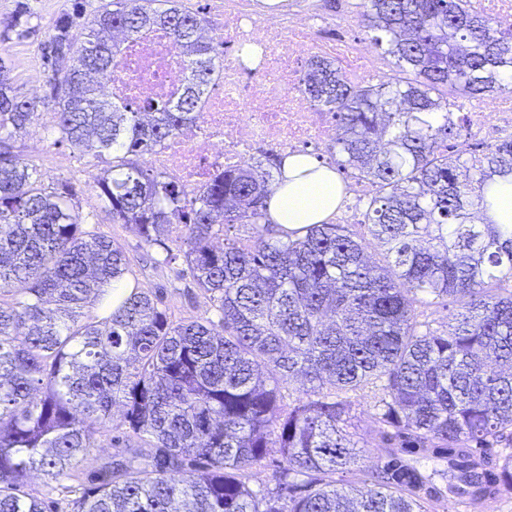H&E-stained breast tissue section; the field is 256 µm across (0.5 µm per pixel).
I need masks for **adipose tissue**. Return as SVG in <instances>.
Wrapping results in <instances>:
<instances>
[{"label":"adipose tissue","mask_w":512,"mask_h":512,"mask_svg":"<svg viewBox=\"0 0 512 512\" xmlns=\"http://www.w3.org/2000/svg\"><path fill=\"white\" fill-rule=\"evenodd\" d=\"M344 185L334 169L307 154L284 159L277 177L268 216L290 230L326 222L336 212Z\"/></svg>","instance_id":"obj_1"}]
</instances>
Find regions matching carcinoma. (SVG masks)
<instances>
[{"instance_id": "obj_1", "label": "carcinoma", "mask_w": 512, "mask_h": 512, "mask_svg": "<svg viewBox=\"0 0 512 512\" xmlns=\"http://www.w3.org/2000/svg\"><path fill=\"white\" fill-rule=\"evenodd\" d=\"M359 8L398 76L353 83L316 57L305 90L336 117L338 167L373 187L365 237L344 224L299 236L271 223L281 154L191 196L150 168L219 74L204 19L180 0H108L79 34L64 22L44 43L59 139L105 160L93 190L112 223L165 252L157 264L176 260L170 226L184 225L186 264L221 333L209 318L173 321L137 282L112 305L130 259L82 227L69 182L45 186L18 161L38 101L0 64V512H427L441 490L407 456L443 462L458 499L512 487V225L484 218L485 188L512 177V138L478 157L448 154L459 126L448 97L512 91V28L468 0ZM114 29L167 30L186 56L182 93L150 123L100 93L118 57ZM229 224L258 236L214 247V227ZM426 297L455 304L446 329L421 320ZM295 379L302 395L281 403ZM367 388L382 392L388 460L359 490L336 474L360 459L346 395ZM115 406L125 432L112 445L125 454L82 480ZM496 445L508 453L491 467ZM271 448L274 487L254 490L247 473ZM35 474L57 482L64 508L27 491Z\"/></svg>"}]
</instances>
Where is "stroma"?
Returning a JSON list of instances; mask_svg holds the SVG:
<instances>
[{
	"label": "stroma",
	"instance_id": "35a3bbf8",
	"mask_svg": "<svg viewBox=\"0 0 512 512\" xmlns=\"http://www.w3.org/2000/svg\"><path fill=\"white\" fill-rule=\"evenodd\" d=\"M99 4L100 0H0V62L9 70L14 87L39 103L36 117L17 140V155L20 161L30 160L31 136L41 134L46 146L45 155L34 161V166L44 184L51 185L60 180L72 183L85 230L107 236L123 249L131 261L132 278L161 299L162 307L171 319L215 318V311L187 274L183 261L166 266L154 265L153 260L160 255V248L146 245L130 225L113 223L111 215L92 189L93 178L103 171L104 161L54 141V105L42 65L41 45L60 18L73 14L81 20H88ZM16 19L28 28V35L20 37L10 31L9 26ZM59 154L71 156L73 164L70 168L54 167L53 159ZM379 399L380 393L375 389L350 396L348 430L364 450L359 467L366 471L383 465L386 459L375 431Z\"/></svg>",
	"mask_w": 512,
	"mask_h": 512
}]
</instances>
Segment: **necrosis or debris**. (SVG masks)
<instances>
[{
    "instance_id": "obj_1",
    "label": "necrosis or debris",
    "mask_w": 512,
    "mask_h": 512,
    "mask_svg": "<svg viewBox=\"0 0 512 512\" xmlns=\"http://www.w3.org/2000/svg\"><path fill=\"white\" fill-rule=\"evenodd\" d=\"M207 6L224 32L219 77L196 119L150 156L156 173L187 191L201 189L224 169L247 165L264 150L329 153L336 119L304 92L313 57L334 60L355 83L387 77L372 44L352 36L355 14L328 18L319 0H297L296 7L279 11L261 10L257 0H207ZM119 43L109 93L143 108L177 97L186 62L173 35L156 31ZM464 117L452 152L512 137V92L468 100Z\"/></svg>"
}]
</instances>
